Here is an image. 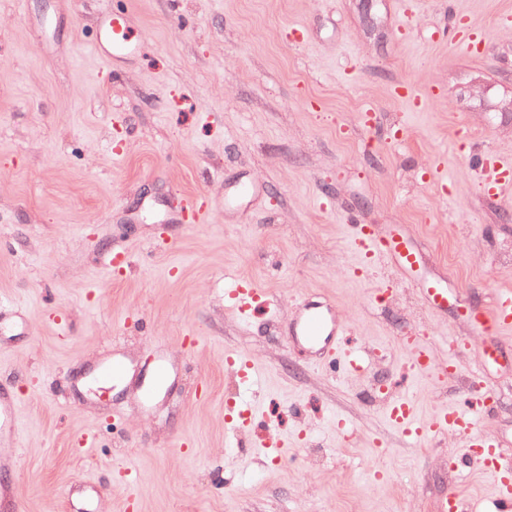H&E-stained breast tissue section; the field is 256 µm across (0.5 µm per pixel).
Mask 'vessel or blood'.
<instances>
[{
	"mask_svg": "<svg viewBox=\"0 0 512 512\" xmlns=\"http://www.w3.org/2000/svg\"><path fill=\"white\" fill-rule=\"evenodd\" d=\"M447 38L449 43L463 45L471 52L486 44L484 33L473 28L461 15L455 17ZM137 48L138 44L131 37L122 15L115 13L102 20L97 49L105 62L111 63L133 54ZM472 164L480 173L479 185L485 194L499 202L512 200V155L479 152L474 155ZM350 229V246L360 267L370 268L392 261L406 270L417 265V252L405 242L377 237L367 224L354 223ZM227 298L230 309L244 320L256 309L268 311L272 308L267 291L251 281L236 283L228 291ZM297 306L302 317L294 334L307 346L318 349L320 366L337 370L343 377L360 372L362 359L355 350L343 346V331L336 325L330 310L307 297L299 299ZM470 323L479 334L512 329V291L500 292L490 309L472 310ZM403 349L411 373H425L433 379L444 380L455 371L453 361L435 360L422 342L405 341ZM386 417L403 437L412 441L423 442L449 431L462 436L465 440L464 457L477 463L495 484V512H512V458L502 453L495 438L479 432L480 416L474 407L451 405L423 420L418 416L413 398L402 395L389 400Z\"/></svg>",
	"mask_w": 512,
	"mask_h": 512,
	"instance_id": "b4317fda",
	"label": "vessel or blood"
}]
</instances>
